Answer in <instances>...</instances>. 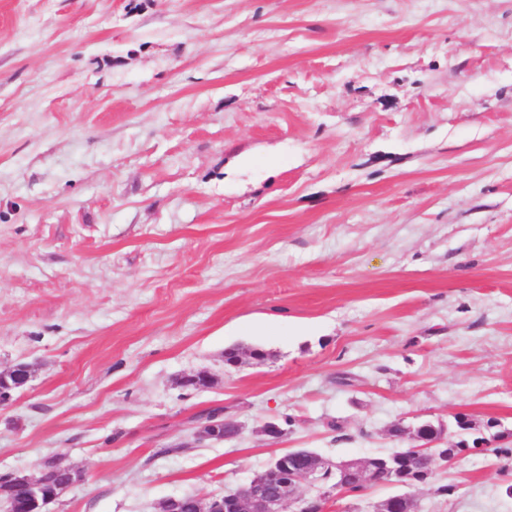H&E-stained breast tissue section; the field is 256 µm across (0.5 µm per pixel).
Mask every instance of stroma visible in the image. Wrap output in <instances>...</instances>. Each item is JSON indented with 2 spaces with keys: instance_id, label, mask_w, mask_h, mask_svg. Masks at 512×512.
Returning a JSON list of instances; mask_svg holds the SVG:
<instances>
[{
  "instance_id": "obj_1",
  "label": "stroma",
  "mask_w": 512,
  "mask_h": 512,
  "mask_svg": "<svg viewBox=\"0 0 512 512\" xmlns=\"http://www.w3.org/2000/svg\"><path fill=\"white\" fill-rule=\"evenodd\" d=\"M19 363L0 474L81 471L52 512H159L457 414L512 447V0H0V371ZM215 408L240 434L195 442ZM511 483L472 449L412 494L512 512Z\"/></svg>"
}]
</instances>
